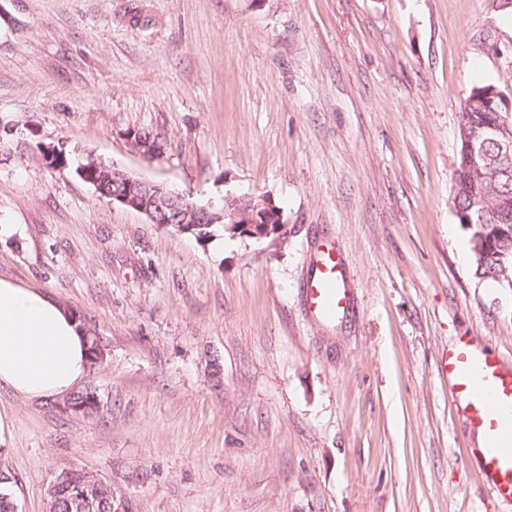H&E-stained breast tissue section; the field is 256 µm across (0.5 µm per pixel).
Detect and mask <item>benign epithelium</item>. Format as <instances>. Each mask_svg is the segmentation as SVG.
Masks as SVG:
<instances>
[{
    "mask_svg": "<svg viewBox=\"0 0 512 512\" xmlns=\"http://www.w3.org/2000/svg\"><path fill=\"white\" fill-rule=\"evenodd\" d=\"M136 134L135 130L124 132L138 153L148 158L160 153L159 147L149 142L135 143ZM489 143L496 146L499 158L511 159L512 123L501 119L478 131L463 132V154L467 164L462 174H467L468 168L473 165L482 166L487 179L496 180L507 174L505 168L489 163L485 157L484 147ZM87 160L88 163L80 164L83 179L92 184L101 196L145 215L151 224L173 226L191 235L202 224H222L224 231L233 236L242 235L254 239L271 235L284 238L288 233L281 208L268 196L258 199L227 196L220 207L212 204L198 205L162 184L135 177L115 166L105 174L106 180L119 186L118 190L110 193L104 188L102 180L92 176V172L98 168L97 158L89 154ZM170 213L174 214L172 222L167 220ZM66 409L75 414L93 413L98 409L97 396L91 390L74 394L66 401ZM46 496L47 512H58V508L63 505L68 512H95L101 499L112 496V488L84 469H65L55 474L49 482Z\"/></svg>",
    "mask_w": 512,
    "mask_h": 512,
    "instance_id": "obj_1",
    "label": "benign epithelium"
}]
</instances>
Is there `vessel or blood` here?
Masks as SVG:
<instances>
[{
    "instance_id": "obj_1",
    "label": "vessel or blood",
    "mask_w": 512,
    "mask_h": 512,
    "mask_svg": "<svg viewBox=\"0 0 512 512\" xmlns=\"http://www.w3.org/2000/svg\"><path fill=\"white\" fill-rule=\"evenodd\" d=\"M312 316L326 320L350 305L345 275L334 242L319 245L312 273L302 284ZM456 412L482 438L470 450L493 493L512 504V361L480 349L473 340L450 349L443 363Z\"/></svg>"
}]
</instances>
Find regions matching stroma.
<instances>
[{
    "label": "stroma",
    "mask_w": 512,
    "mask_h": 512,
    "mask_svg": "<svg viewBox=\"0 0 512 512\" xmlns=\"http://www.w3.org/2000/svg\"><path fill=\"white\" fill-rule=\"evenodd\" d=\"M486 83L512 96L502 0H0V277L105 348L92 415L0 386L18 512L72 467L126 512H512L440 372L468 336L512 359V288L475 277L451 203ZM79 152L200 205L270 196L288 236L148 223ZM326 240L354 305L315 321Z\"/></svg>",
    "instance_id": "obj_1"
}]
</instances>
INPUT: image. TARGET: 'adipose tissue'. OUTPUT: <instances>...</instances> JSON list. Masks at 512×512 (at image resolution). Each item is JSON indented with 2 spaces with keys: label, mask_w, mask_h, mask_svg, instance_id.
Masks as SVG:
<instances>
[{
  "label": "adipose tissue",
  "mask_w": 512,
  "mask_h": 512,
  "mask_svg": "<svg viewBox=\"0 0 512 512\" xmlns=\"http://www.w3.org/2000/svg\"><path fill=\"white\" fill-rule=\"evenodd\" d=\"M89 369L74 313L0 277V385L33 398H56L79 387Z\"/></svg>",
  "instance_id": "1"
}]
</instances>
